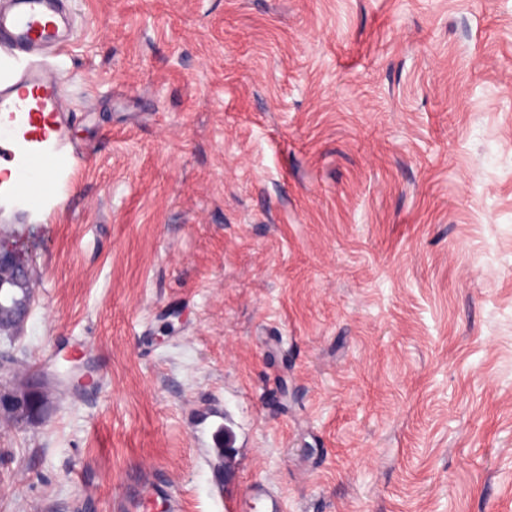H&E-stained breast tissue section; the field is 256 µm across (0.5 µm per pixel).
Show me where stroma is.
<instances>
[{
  "label": "stroma",
  "mask_w": 512,
  "mask_h": 512,
  "mask_svg": "<svg viewBox=\"0 0 512 512\" xmlns=\"http://www.w3.org/2000/svg\"><path fill=\"white\" fill-rule=\"evenodd\" d=\"M68 4L0 512H512V0ZM54 373V370L47 368L37 377H26L21 394L16 391L7 394H4L5 391L1 392L2 398L9 399L6 406L3 403L1 405L2 416L7 415V419L16 426H26L44 420L47 411H43L35 402L45 399L46 402L53 404L49 397L43 396L53 387Z\"/></svg>",
  "instance_id": "1"
}]
</instances>
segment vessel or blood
<instances>
[{"label":"vessel or blood","instance_id":"vessel-or-blood-1","mask_svg":"<svg viewBox=\"0 0 512 512\" xmlns=\"http://www.w3.org/2000/svg\"><path fill=\"white\" fill-rule=\"evenodd\" d=\"M66 0H5L0 6V55L62 54L72 40L62 26ZM66 90L37 64L0 80V141L11 146L12 177L5 193L25 198L35 180H43L45 196H52L69 168L60 116Z\"/></svg>","mask_w":512,"mask_h":512}]
</instances>
